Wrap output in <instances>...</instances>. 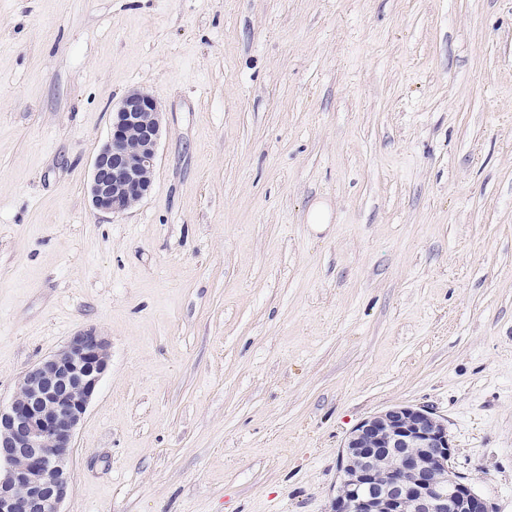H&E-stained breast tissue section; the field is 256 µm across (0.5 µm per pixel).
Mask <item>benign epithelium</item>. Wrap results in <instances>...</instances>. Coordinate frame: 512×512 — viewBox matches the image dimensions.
I'll return each mask as SVG.
<instances>
[{
    "instance_id": "7a95c632",
    "label": "benign epithelium",
    "mask_w": 512,
    "mask_h": 512,
    "mask_svg": "<svg viewBox=\"0 0 512 512\" xmlns=\"http://www.w3.org/2000/svg\"><path fill=\"white\" fill-rule=\"evenodd\" d=\"M163 109L141 88L112 111L89 183L93 209L123 214L152 190ZM96 328L74 333L30 367L0 404V512H59L76 430L109 364ZM448 426L427 407L395 406L361 421L342 455L330 512H495L451 466Z\"/></svg>"
}]
</instances>
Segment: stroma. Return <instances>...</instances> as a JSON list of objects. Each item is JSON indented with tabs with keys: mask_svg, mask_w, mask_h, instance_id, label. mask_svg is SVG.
Listing matches in <instances>:
<instances>
[{
	"mask_svg": "<svg viewBox=\"0 0 512 512\" xmlns=\"http://www.w3.org/2000/svg\"><path fill=\"white\" fill-rule=\"evenodd\" d=\"M133 88L153 188L98 212ZM86 327L61 512H328L397 405L512 512V0H0V400ZM163 114L159 101L144 89L133 88L123 96L93 162L88 190L93 209L123 214L151 192Z\"/></svg>",
	"mask_w": 512,
	"mask_h": 512,
	"instance_id": "obj_1",
	"label": "stroma"
}]
</instances>
